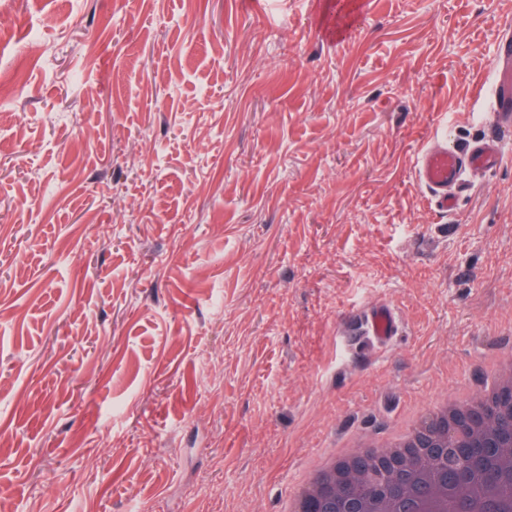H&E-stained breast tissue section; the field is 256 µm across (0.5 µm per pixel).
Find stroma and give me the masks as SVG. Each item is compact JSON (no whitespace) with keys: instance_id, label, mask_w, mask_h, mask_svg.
<instances>
[{"instance_id":"35a3bbf8","label":"stroma","mask_w":512,"mask_h":512,"mask_svg":"<svg viewBox=\"0 0 512 512\" xmlns=\"http://www.w3.org/2000/svg\"><path fill=\"white\" fill-rule=\"evenodd\" d=\"M339 2L0 0V512H280L512 369V0ZM441 130L505 140L450 217ZM494 84L493 106L502 125L512 128V29H504L498 37L493 52ZM362 338L380 348L391 344L398 335L395 314L386 304L373 307L362 318ZM418 431H397L387 444L359 441L350 446L357 449L327 448L310 466L306 478L299 488L288 499L285 512H322L330 486H336V480L345 467L366 465L372 455L384 449L402 451L413 440ZM387 450L383 451L380 467L386 471L387 479L396 484L404 485L406 481V465L401 461L390 460ZM315 489L316 496L311 494Z\"/></svg>"}]
</instances>
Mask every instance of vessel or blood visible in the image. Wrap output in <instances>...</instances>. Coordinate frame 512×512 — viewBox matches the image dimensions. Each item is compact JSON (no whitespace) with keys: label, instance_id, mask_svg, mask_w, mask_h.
<instances>
[{"label":"vessel or blood","instance_id":"vessel-or-blood-1","mask_svg":"<svg viewBox=\"0 0 512 512\" xmlns=\"http://www.w3.org/2000/svg\"><path fill=\"white\" fill-rule=\"evenodd\" d=\"M494 84L493 106L505 128H512V29H504L493 52ZM503 149L495 137H486L462 147L430 142L419 154L418 173L422 185L429 192L435 208L452 213L458 203L455 194L468 169H493L499 166ZM398 334L395 314L389 305L382 304L368 310L362 318V337L369 343L384 348Z\"/></svg>","mask_w":512,"mask_h":512}]
</instances>
